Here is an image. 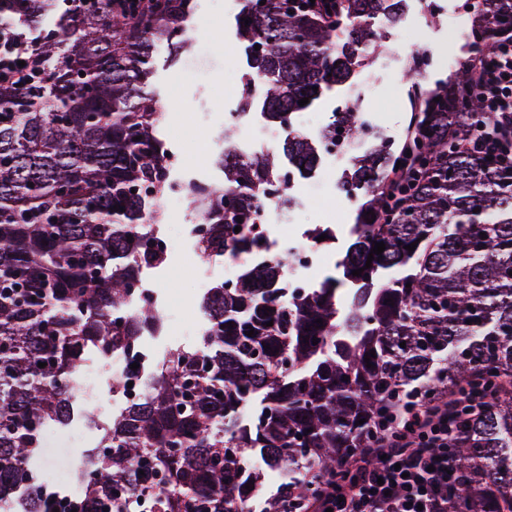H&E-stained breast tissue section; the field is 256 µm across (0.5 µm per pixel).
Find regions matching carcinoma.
Wrapping results in <instances>:
<instances>
[{"label":"carcinoma","instance_id":"carcinoma-1","mask_svg":"<svg viewBox=\"0 0 512 512\" xmlns=\"http://www.w3.org/2000/svg\"><path fill=\"white\" fill-rule=\"evenodd\" d=\"M129 2L0 0V38L25 61L0 79V491L22 495L23 512H45L32 486L39 433L73 416L86 350L126 348L159 321L149 299L125 323L112 310L140 288V266L162 262L138 232L164 222L171 153L141 79L160 47L181 48L193 0ZM245 2L237 27L252 72L240 111L264 79L267 115L288 128L283 150L311 167L316 149L292 128L298 101L345 82L358 48L380 42L371 19L397 16L402 0ZM473 11L477 44L512 40V0H476ZM56 13L34 45L14 31ZM417 74L404 140H379L342 184L364 202L341 276L285 303L289 258L277 254L203 296L200 343L171 350L144 399L112 417L77 512H251L245 485L262 472L241 465L245 452L282 476L261 512H309L364 442L382 439L392 411L457 383L487 406L475 413L463 401L455 412L448 512H512V164L463 149L480 125L467 68L425 92ZM340 128L361 132L354 109L324 137ZM219 166L223 182L189 196L211 225L201 253L216 258L259 244L254 200L274 163L227 152ZM392 269L400 277L386 278ZM251 403L258 412L244 421Z\"/></svg>","mask_w":512,"mask_h":512}]
</instances>
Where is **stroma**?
<instances>
[{"mask_svg": "<svg viewBox=\"0 0 512 512\" xmlns=\"http://www.w3.org/2000/svg\"><path fill=\"white\" fill-rule=\"evenodd\" d=\"M431 2L404 0L396 32L400 49L362 51L350 78L349 84L362 88L355 97L359 112L379 114L383 138L399 141L406 134L411 104L409 73L418 53L425 52L433 58L432 67L419 78L421 87L430 90L440 82L454 80L463 61L477 50L464 0H439L436 8ZM450 15L461 19L459 29L453 33L446 24ZM236 16L226 0H196L187 23L190 42L181 58L170 61L164 48L155 56L150 89L159 102V135L171 150L182 152L190 161L189 166L173 168L175 181L200 179L216 184L223 179L213 159L224 149L222 133L238 108L237 100L225 98L224 88L231 84L236 90H244L249 70L236 35ZM328 192L336 201V216L329 223L336 239L324 267L314 276L318 283L336 275L335 265L351 243L350 228L361 205L360 200L348 198L339 184H331ZM201 264L200 258L179 251L156 274L168 290L159 304L167 308L174 329L173 335L149 338L158 357H165L170 349L188 348L198 342L194 336L182 338L180 332ZM111 418V412L96 416L85 403H78L71 423L60 429L65 436L64 447L49 460V467L79 469L96 446L101 426Z\"/></svg>", "mask_w": 512, "mask_h": 512, "instance_id": "stroma-1", "label": "stroma"}]
</instances>
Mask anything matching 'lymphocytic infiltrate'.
Instances as JSON below:
<instances>
[{
  "instance_id": "obj_1",
  "label": "lymphocytic infiltrate",
  "mask_w": 512,
  "mask_h": 512,
  "mask_svg": "<svg viewBox=\"0 0 512 512\" xmlns=\"http://www.w3.org/2000/svg\"><path fill=\"white\" fill-rule=\"evenodd\" d=\"M467 67L482 100L484 127L512 138V42L475 53ZM458 399L456 391H441L401 415L382 442L359 449L351 478L325 486L311 512H447L455 478L447 420Z\"/></svg>"
}]
</instances>
